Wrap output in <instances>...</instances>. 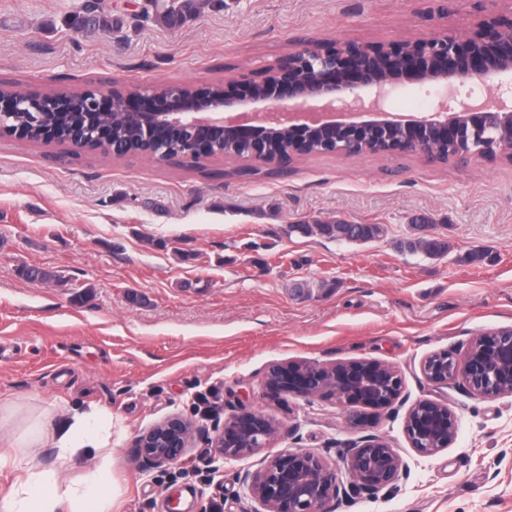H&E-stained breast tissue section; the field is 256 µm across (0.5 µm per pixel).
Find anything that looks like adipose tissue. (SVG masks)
<instances>
[{"label": "adipose tissue", "mask_w": 512, "mask_h": 512, "mask_svg": "<svg viewBox=\"0 0 512 512\" xmlns=\"http://www.w3.org/2000/svg\"><path fill=\"white\" fill-rule=\"evenodd\" d=\"M51 413L33 418L26 431L7 440L0 454V472L12 481L0 489V512H112L116 500L114 472L118 460L111 454L112 414L104 406L89 404L73 410L60 425ZM56 448L59 463L80 455L102 452L100 465L77 480H62L56 471L40 469L34 449ZM24 456H17V449Z\"/></svg>", "instance_id": "ef3b65f1"}]
</instances>
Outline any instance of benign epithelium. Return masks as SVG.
Wrapping results in <instances>:
<instances>
[{"instance_id":"7a95c632","label":"benign epithelium","mask_w":512,"mask_h":512,"mask_svg":"<svg viewBox=\"0 0 512 512\" xmlns=\"http://www.w3.org/2000/svg\"><path fill=\"white\" fill-rule=\"evenodd\" d=\"M477 81L493 82L495 96L479 94ZM409 88L432 98L434 111L414 119L389 113L388 101ZM238 90L233 96L220 84L169 85L116 93L109 100L94 87L30 94L10 90L0 80V131L23 138L32 125L40 139L56 140L60 130L45 124L43 113L81 111L86 114L85 130L68 143L87 149L98 140L90 133L110 113L124 112L139 123L127 141L112 144L117 158L147 155L161 163L195 162L212 156L224 137L234 134L251 146V159L256 160L265 156V135L286 128L293 134V146L271 160L278 167L303 157L314 132L330 139L326 152L351 156L367 130L400 132L384 151L392 158L419 155L440 164L434 141L452 145L470 139L480 147L450 152L448 162L512 163V145L488 150L502 130L512 127V7L481 9L464 37L444 30L414 40H314L242 79ZM18 112L27 114L29 125L14 124ZM174 130L189 145L184 153L170 156L165 150L148 153L140 148L143 139L163 144ZM421 372L430 385L458 386L482 399L512 395V327L473 337L461 359L448 351L435 352L422 362ZM265 385L274 394L326 396L343 408H385L400 398L403 380L395 368L375 360L301 361L271 366ZM267 420L259 410L242 409L224 419L207 447L224 460L251 456L270 447L278 435ZM405 431L418 454L433 456L456 441L458 418L448 404L422 399L409 408ZM193 433L187 418L172 414L137 438V455L149 469L176 464L186 455ZM338 458L337 464L321 453L288 448L240 475L239 481L263 512H328L329 503L350 493L381 491L405 469L397 449L378 435L340 449Z\"/></svg>"}]
</instances>
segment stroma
<instances>
[{
  "label": "stroma",
  "mask_w": 512,
  "mask_h": 512,
  "mask_svg": "<svg viewBox=\"0 0 512 512\" xmlns=\"http://www.w3.org/2000/svg\"><path fill=\"white\" fill-rule=\"evenodd\" d=\"M140 0H0V78L22 92L225 84L296 42L414 38L426 0H206L168 28ZM239 160L114 158L0 132V402L25 427L93 401L112 411L120 512H164L222 496L257 512L238 480L272 451L325 452L385 437L406 466L376 495L333 512H512V396L485 400L428 385L430 354L512 327V164H433L419 156L318 154L240 177ZM429 225L415 228V216ZM376 224L365 242L296 232L315 220ZM447 253L404 249L418 236ZM481 252L471 260V252ZM51 279L22 276L21 268ZM375 359L403 391L391 407L344 410L265 387L277 363ZM448 404L455 443L422 456L405 432L419 399ZM282 425L272 448L224 461L206 446L241 408ZM179 413L200 428L178 464L143 468L137 437ZM363 430L352 429L349 414Z\"/></svg>",
  "instance_id": "obj_1"
}]
</instances>
